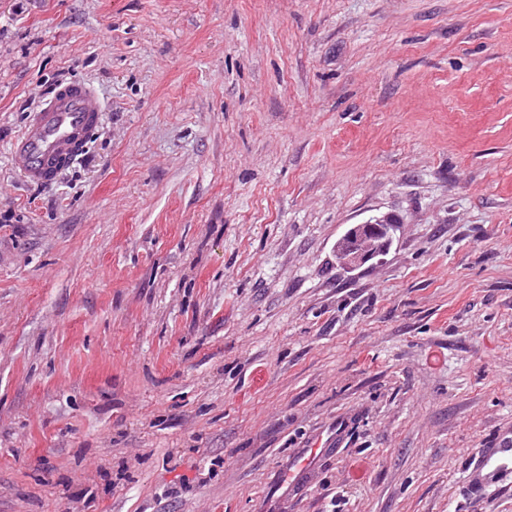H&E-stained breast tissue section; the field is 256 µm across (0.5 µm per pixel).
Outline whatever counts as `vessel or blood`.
Wrapping results in <instances>:
<instances>
[{
	"label": "vessel or blood",
	"instance_id": "b4317fda",
	"mask_svg": "<svg viewBox=\"0 0 512 512\" xmlns=\"http://www.w3.org/2000/svg\"><path fill=\"white\" fill-rule=\"evenodd\" d=\"M104 109L90 85H60L32 115L11 148L23 161L21 169L31 182L53 181L81 155L103 120ZM472 463L491 482L512 486V436H503L493 447L473 453Z\"/></svg>",
	"mask_w": 512,
	"mask_h": 512
}]
</instances>
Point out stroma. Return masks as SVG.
I'll use <instances>...</instances> for the list:
<instances>
[{
	"label": "stroma",
	"instance_id": "1",
	"mask_svg": "<svg viewBox=\"0 0 512 512\" xmlns=\"http://www.w3.org/2000/svg\"><path fill=\"white\" fill-rule=\"evenodd\" d=\"M0 216V512H512V0H0ZM103 112L90 85H60L34 112L11 148V154L23 161L24 178L37 183L53 181L87 148ZM392 219L375 217L350 228L338 243L339 264L354 270L374 260L384 252L382 244L390 240ZM471 463L481 471H486L485 478L491 482H507L512 486V436H503L493 448H478L472 454ZM323 447L320 442H315L310 448H306L294 462L293 466L288 469V483H293L297 474L310 467L321 456Z\"/></svg>",
	"mask_w": 512,
	"mask_h": 512
}]
</instances>
